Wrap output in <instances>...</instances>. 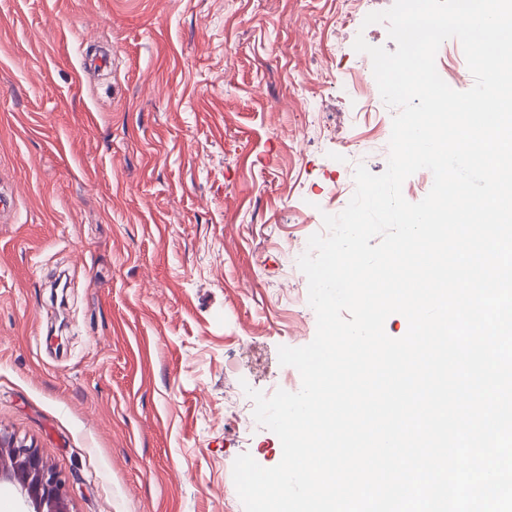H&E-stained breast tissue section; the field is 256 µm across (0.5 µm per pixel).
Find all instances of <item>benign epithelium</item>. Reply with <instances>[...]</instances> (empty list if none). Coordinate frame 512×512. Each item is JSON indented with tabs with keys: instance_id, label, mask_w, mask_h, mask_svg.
<instances>
[{
	"instance_id": "obj_1",
	"label": "benign epithelium",
	"mask_w": 512,
	"mask_h": 512,
	"mask_svg": "<svg viewBox=\"0 0 512 512\" xmlns=\"http://www.w3.org/2000/svg\"><path fill=\"white\" fill-rule=\"evenodd\" d=\"M19 491L26 512H70L69 502L56 472L38 450L0 431V483Z\"/></svg>"
}]
</instances>
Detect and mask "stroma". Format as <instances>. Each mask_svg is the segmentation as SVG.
Listing matches in <instances>:
<instances>
[{
    "mask_svg": "<svg viewBox=\"0 0 512 512\" xmlns=\"http://www.w3.org/2000/svg\"><path fill=\"white\" fill-rule=\"evenodd\" d=\"M393 0H0V431L71 512H244L236 458L277 465L247 389L316 314L298 254L393 109L355 80ZM349 17L348 27L339 20ZM474 78L457 39L436 54Z\"/></svg>",
    "mask_w": 512,
    "mask_h": 512,
    "instance_id": "obj_1",
    "label": "stroma"
}]
</instances>
